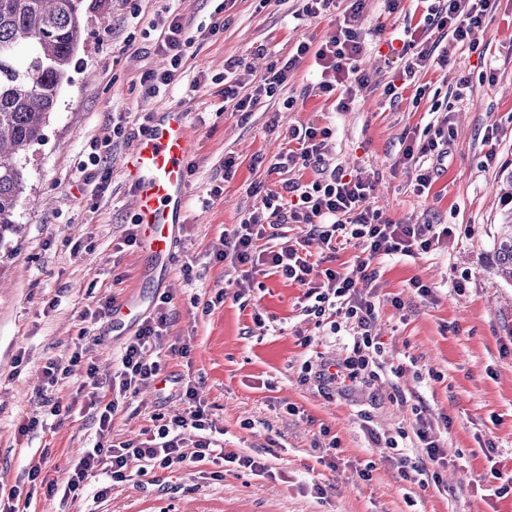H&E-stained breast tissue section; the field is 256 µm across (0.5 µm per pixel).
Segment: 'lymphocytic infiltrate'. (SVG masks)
Returning <instances> with one entry per match:
<instances>
[{
    "label": "lymphocytic infiltrate",
    "instance_id": "obj_1",
    "mask_svg": "<svg viewBox=\"0 0 512 512\" xmlns=\"http://www.w3.org/2000/svg\"><path fill=\"white\" fill-rule=\"evenodd\" d=\"M300 2L299 15L312 19L341 10L335 33L316 48L300 42L282 66H270L258 77L253 76L242 59H228L224 67L225 107L235 112H248L262 99L274 97L287 83L289 71L307 57L312 58L322 75L319 90L323 94H333L337 88L347 85L363 87L372 82V75L356 64L365 44L359 20L366 0ZM495 4L496 0H438L437 6L431 9L430 24L446 32L453 43L462 44L473 29L485 23ZM152 27L159 32L157 46L168 57L169 66L162 72L148 71L141 76L140 84L149 93L176 80L193 42L179 16L158 17ZM331 135L330 128L313 124L292 127L288 136L296 146L276 157L271 165L272 172L288 173L323 166ZM453 139L452 124L445 115L426 125L422 139L405 141L403 159L418 165L417 192L431 188L436 164L447 154ZM284 188V194L268 196L263 209L247 213L231 231L225 232L213 258L218 262L230 261L238 269L234 298L253 290L254 276L258 268L265 265L288 282L306 287L310 300L308 314L330 321L335 331L340 330L342 324H350L354 334L349 356L336 364L323 360L307 367L308 374L317 382L349 391L365 377L378 376L385 368L383 347L371 334L376 317V303L370 289L375 278L370 269L371 258L426 253L447 243L454 231L448 226L406 224L386 217L370 203L371 184L346 177L336 169L305 184L286 182ZM283 224L305 225L307 233L304 238L282 243L275 249L260 248V240L268 238L271 230ZM339 237L358 240L366 253L365 259L357 261L346 272L325 269L323 281L309 285L312 265L306 248L310 240L319 239L329 248ZM170 303L169 295L158 297L153 313L126 339L120 364L108 380L99 378L95 343L91 340L78 344L68 359L51 361L45 367L46 384L53 387L70 378L74 366H82L84 380L80 390L85 398L84 406L91 411L97 425L96 444L73 459L64 482L48 484V496L75 501L82 498L92 478L102 475L117 485L132 477L147 475L151 470H169L187 461L210 466L209 476L214 480L223 478V466L227 463L258 475L267 473L264 462L225 452L217 420L198 400L192 382L178 376L166 377L163 354L184 356L189 352L188 346L169 341ZM164 379L174 387L179 400L186 403V410L172 416L163 412L153 414L154 427L147 430L145 438L114 440V416L142 389ZM410 435L415 436L424 455L420 458L400 455L397 466L403 480L425 488L430 482L439 481V471L446 467L448 460L420 414L416 415L412 430H399L397 436L385 438L384 445L397 448L399 440Z\"/></svg>",
    "mask_w": 512,
    "mask_h": 512
}]
</instances>
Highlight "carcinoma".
I'll list each match as a JSON object with an SVG mask.
<instances>
[{
  "label": "carcinoma",
  "mask_w": 512,
  "mask_h": 512,
  "mask_svg": "<svg viewBox=\"0 0 512 512\" xmlns=\"http://www.w3.org/2000/svg\"><path fill=\"white\" fill-rule=\"evenodd\" d=\"M83 0H0V242L26 189L16 158L43 137L76 51ZM495 265L512 284V173L500 185Z\"/></svg>",
  "instance_id": "1"
}]
</instances>
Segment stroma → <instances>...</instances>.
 <instances>
[{"instance_id": "35a3bbf8", "label": "stroma", "mask_w": 512, "mask_h": 512, "mask_svg": "<svg viewBox=\"0 0 512 512\" xmlns=\"http://www.w3.org/2000/svg\"><path fill=\"white\" fill-rule=\"evenodd\" d=\"M84 0V23L73 62L41 141L22 155L26 190L16 210L19 234L0 245V485L19 481L31 457L52 451L47 479L63 482L70 460L93 446L96 426L88 413L50 415L37 391L50 360L70 355L80 332L97 338L96 363L108 375L123 337L110 322L82 320L95 297L115 303L149 296L150 260L120 242L134 216L125 174L145 115L180 106L189 112L196 151L189 158L184 222L173 281L170 341L188 344L186 357L169 356L168 373L189 378L224 429V449L264 459L268 475L229 469L223 480L201 478L195 463L157 470L97 498L92 480L80 502L59 504L38 488L27 512H512V491L494 496L499 479L512 475V285L497 276L494 248L502 202L497 184L512 171V0H497L494 13L470 43L455 45L438 32L421 44L434 59L412 88L389 102L378 85L358 91L350 111L335 109L320 93L311 59H303L275 97L253 111L224 108V62L245 58L256 72L279 62L302 41L320 43L336 30L335 16L298 17V0ZM180 14L194 42L180 77L149 94L146 71L167 66L151 23L163 9ZM426 0H367L361 18L365 50L357 64L383 65L390 37L422 22ZM226 25L211 33L215 13ZM263 56H255L257 46ZM447 50L449 63L435 56ZM467 100L458 101L460 78ZM421 102H414L416 87ZM448 103L455 130L431 190L418 194L402 161L406 134L422 132L432 105ZM279 125L268 130L270 116ZM123 124L124 136L113 133ZM309 123L329 127L327 164L372 183V204L408 224H451L447 246L415 257L380 256L372 269L380 303L372 333L385 347L381 377L343 394L306 378V362L342 360L353 332L317 324L304 312V291L275 274H260L241 300L236 271L210 254L224 231L262 208L281 191L283 175L271 172L288 148V130ZM499 129L496 143L485 140ZM108 142L99 161L79 171L91 142ZM495 160H488V153ZM237 166L224 172L225 155ZM191 265L184 274L183 265ZM421 279L430 296L411 286ZM466 288L456 291V281ZM224 303L203 312L218 291ZM401 307H394L393 299ZM403 402H395V394ZM296 414H289V407ZM422 407L451 462L441 482L426 488L404 481L396 452L377 447L378 435H395ZM183 410L178 399L160 402L142 391L112 421V434L132 439L151 426L158 409ZM40 423L28 434L18 427ZM337 440V453L327 445ZM495 453H487V444ZM370 469L362 479V469ZM323 494H316L315 486Z\"/></svg>"}]
</instances>
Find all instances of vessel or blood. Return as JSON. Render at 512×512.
<instances>
[{
	"label": "vessel or blood",
	"instance_id": "1",
	"mask_svg": "<svg viewBox=\"0 0 512 512\" xmlns=\"http://www.w3.org/2000/svg\"><path fill=\"white\" fill-rule=\"evenodd\" d=\"M195 148L188 113L172 107L153 116L126 165L139 246L153 257L162 290L170 283L177 228L186 202V162ZM143 307L140 300L115 305L112 324H135Z\"/></svg>",
	"mask_w": 512,
	"mask_h": 512
}]
</instances>
